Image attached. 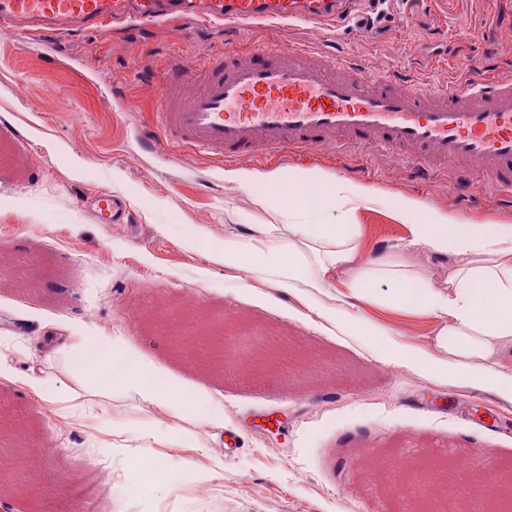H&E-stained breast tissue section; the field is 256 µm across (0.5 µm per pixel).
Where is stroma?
I'll use <instances>...</instances> for the list:
<instances>
[{"label": "stroma", "instance_id": "35a3bbf8", "mask_svg": "<svg viewBox=\"0 0 512 512\" xmlns=\"http://www.w3.org/2000/svg\"><path fill=\"white\" fill-rule=\"evenodd\" d=\"M373 28L356 20L328 31L313 23L201 29L182 21L130 22L71 37L0 34V359L20 371L38 367L46 324L86 319L127 337L172 385L224 407L216 456L194 448L123 447L134 433L177 420L117 397L111 407L47 406L0 377V445L33 455L47 479L66 474L71 496L54 487L0 489V512H410L401 474L373 482L367 464L427 457L450 506L463 500L457 465L484 475L486 490L512 486V399L479 386L449 387L386 363L375 351L316 329L303 290L266 283L239 287L218 253L227 237H249L253 224H274L271 186L261 176L313 172L328 183L373 187L388 202L415 197L477 223L512 224L506 194L480 187L463 194L455 179L422 188L401 155L357 159L319 149L304 161L264 156L226 162L189 149L155 151L152 129L157 73L174 61L192 66L232 42L241 59L268 44H328L369 75L398 70L402 79L437 90L449 79L512 65V0H368ZM258 174L250 189L225 182L226 171ZM109 190L125 198L130 224L98 223L83 201ZM367 255L399 254L441 281L454 260L412 246L405 225L386 209L354 217ZM205 229L210 245L190 238ZM365 317L391 326L399 342L434 351L436 321L376 304ZM181 319L184 337L171 338ZM226 327L243 348L259 336L288 344L297 363L287 372L207 369L193 355L194 336ZM273 431H266V423ZM115 442L111 456L99 451ZM167 468V483H145L132 456ZM105 468L106 485L90 475Z\"/></svg>", "mask_w": 512, "mask_h": 512}]
</instances>
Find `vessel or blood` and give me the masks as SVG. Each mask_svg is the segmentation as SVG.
<instances>
[{
	"instance_id": "obj_1",
	"label": "vessel or blood",
	"mask_w": 512,
	"mask_h": 512,
	"mask_svg": "<svg viewBox=\"0 0 512 512\" xmlns=\"http://www.w3.org/2000/svg\"><path fill=\"white\" fill-rule=\"evenodd\" d=\"M356 0H0V32L69 36L128 17L151 24L180 14L208 25L315 23L335 27ZM148 147L183 145L234 159L348 146L397 150L423 180L464 172L512 192V72L475 76L431 92L365 75L322 50L272 44L248 61L227 49L201 64L172 66L160 84ZM91 204L104 224H128L115 195Z\"/></svg>"
}]
</instances>
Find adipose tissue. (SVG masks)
Masks as SVG:
<instances>
[{
    "label": "adipose tissue",
    "instance_id": "1",
    "mask_svg": "<svg viewBox=\"0 0 512 512\" xmlns=\"http://www.w3.org/2000/svg\"><path fill=\"white\" fill-rule=\"evenodd\" d=\"M276 192L270 202L276 224L250 225L248 238H225L219 248L225 267L245 279H259L284 291L306 287L307 307L326 333L339 332L379 352L392 365L446 384L477 383L512 399V374L490 370V360L512 351V224L460 220L406 197L392 206V217L409 227L413 244L438 255L455 257L443 282H434L421 269L392 254L363 259V241L354 224H301L298 216L317 206L351 215L363 205L382 206L383 198L361 183L327 184L302 173L291 180L271 174ZM349 268L343 286L352 302L384 304L397 310L436 319L437 353L399 343L388 326L363 318L351 306L323 304L320 296L336 270ZM388 292H379V285ZM68 332L78 334L79 346L70 368L60 369L47 355L40 374H21L0 361V376L14 380L51 403L61 396H84L107 404L126 397L161 409L193 432L168 433L146 429L138 445L152 448L160 441L187 444L208 451L209 428L224 426L221 406L202 405L197 397L160 379L142 356L133 353L125 337L75 321ZM66 377L65 393L51 391Z\"/></svg>",
    "mask_w": 512,
    "mask_h": 512
}]
</instances>
